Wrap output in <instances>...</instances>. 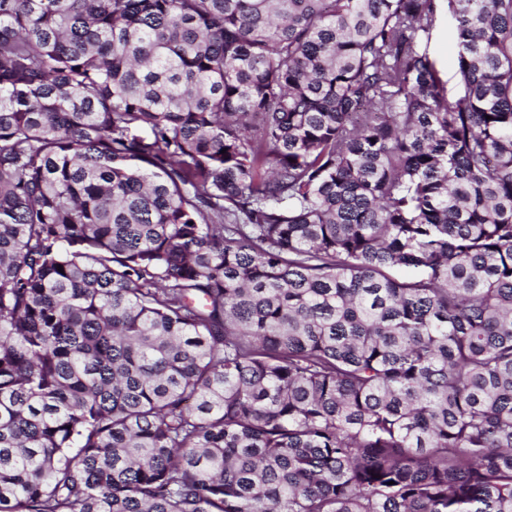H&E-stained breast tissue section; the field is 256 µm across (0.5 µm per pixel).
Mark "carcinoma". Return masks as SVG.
I'll list each match as a JSON object with an SVG mask.
<instances>
[{
	"instance_id": "carcinoma-1",
	"label": "carcinoma",
	"mask_w": 512,
	"mask_h": 512,
	"mask_svg": "<svg viewBox=\"0 0 512 512\" xmlns=\"http://www.w3.org/2000/svg\"><path fill=\"white\" fill-rule=\"evenodd\" d=\"M0 512H512V0H0ZM429 50L442 69L444 80L448 79V89L450 90L453 85V62L457 47L452 29L448 28V24L441 25L434 31Z\"/></svg>"
}]
</instances>
